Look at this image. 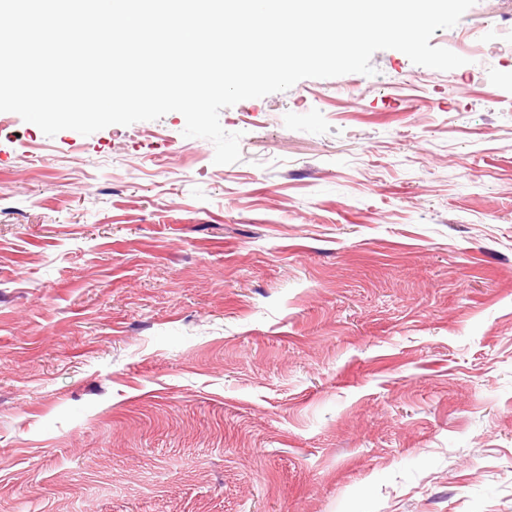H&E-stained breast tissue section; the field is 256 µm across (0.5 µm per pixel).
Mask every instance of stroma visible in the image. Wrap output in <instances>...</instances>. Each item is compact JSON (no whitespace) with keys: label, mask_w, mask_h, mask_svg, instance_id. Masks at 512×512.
<instances>
[{"label":"stroma","mask_w":512,"mask_h":512,"mask_svg":"<svg viewBox=\"0 0 512 512\" xmlns=\"http://www.w3.org/2000/svg\"><path fill=\"white\" fill-rule=\"evenodd\" d=\"M430 43L231 164L0 112V512H512V0Z\"/></svg>","instance_id":"35a3bbf8"}]
</instances>
